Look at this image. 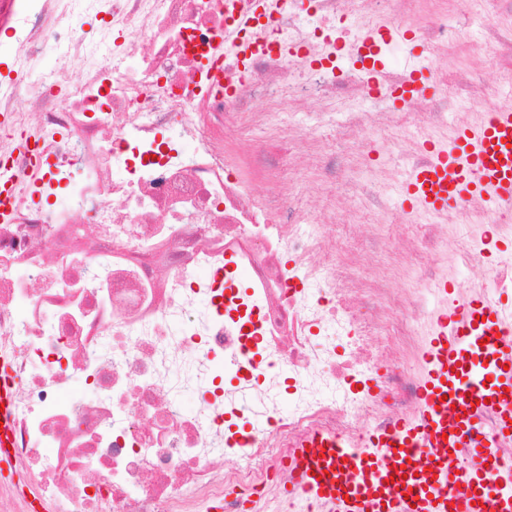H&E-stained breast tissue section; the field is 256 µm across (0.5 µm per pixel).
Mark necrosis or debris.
Returning <instances> with one entry per match:
<instances>
[{
  "label": "necrosis or debris",
  "instance_id": "1",
  "mask_svg": "<svg viewBox=\"0 0 512 512\" xmlns=\"http://www.w3.org/2000/svg\"><path fill=\"white\" fill-rule=\"evenodd\" d=\"M418 2L0 0L11 512H283L311 433L358 447L420 416L403 353L454 300L512 291L510 256L434 292L512 219L478 201L395 212L389 188L446 147L449 113L497 109V86L438 60L463 44L512 83V0H468L497 18L470 31L436 10L410 24ZM410 33L453 94H407L413 69L389 60ZM366 209L337 256V221Z\"/></svg>",
  "mask_w": 512,
  "mask_h": 512
}]
</instances>
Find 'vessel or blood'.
Returning a JSON list of instances; mask_svg holds the SVG:
<instances>
[{
	"instance_id": "1",
	"label": "vessel or blood",
	"mask_w": 512,
	"mask_h": 512,
	"mask_svg": "<svg viewBox=\"0 0 512 512\" xmlns=\"http://www.w3.org/2000/svg\"><path fill=\"white\" fill-rule=\"evenodd\" d=\"M414 206L445 210L480 196L493 210L512 209V111L487 113L476 128L459 129L433 163L404 183ZM425 425L403 421L353 448L320 434L295 451L300 467L284 490L287 501L316 512L324 502L341 512H512V457L476 443L472 461L452 471L440 451L459 448L448 435L447 405H455L460 431L479 427L485 410L512 436V302L466 297L437 322L422 353ZM406 497L392 498L387 479Z\"/></svg>"
}]
</instances>
